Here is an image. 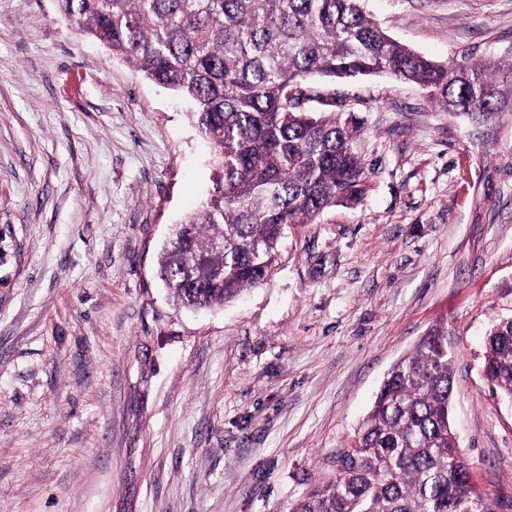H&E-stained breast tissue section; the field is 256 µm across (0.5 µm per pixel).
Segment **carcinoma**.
I'll list each match as a JSON object with an SVG mask.
<instances>
[{
  "instance_id": "carcinoma-1",
  "label": "carcinoma",
  "mask_w": 512,
  "mask_h": 512,
  "mask_svg": "<svg viewBox=\"0 0 512 512\" xmlns=\"http://www.w3.org/2000/svg\"><path fill=\"white\" fill-rule=\"evenodd\" d=\"M58 12L150 81L193 103L221 174L161 250L181 305H222L262 283L283 230L366 193L361 127L316 112L303 84L387 73L445 112H512V51L437 63L394 40L365 0H56ZM483 374L512 399V317L485 342ZM448 340L422 337L384 378L336 478L292 512H495L456 452Z\"/></svg>"
}]
</instances>
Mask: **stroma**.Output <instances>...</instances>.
Returning a JSON list of instances; mask_svg holds the SVG:
<instances>
[{"label":"stroma","mask_w":512,"mask_h":512,"mask_svg":"<svg viewBox=\"0 0 512 512\" xmlns=\"http://www.w3.org/2000/svg\"><path fill=\"white\" fill-rule=\"evenodd\" d=\"M366 7L438 62L512 50V0ZM311 87L360 123L364 199L186 309L156 262L216 178L191 104L54 0H0V512H292L434 329L472 481L512 512V402L482 373L512 317V113L476 124L387 75Z\"/></svg>","instance_id":"35a3bbf8"}]
</instances>
